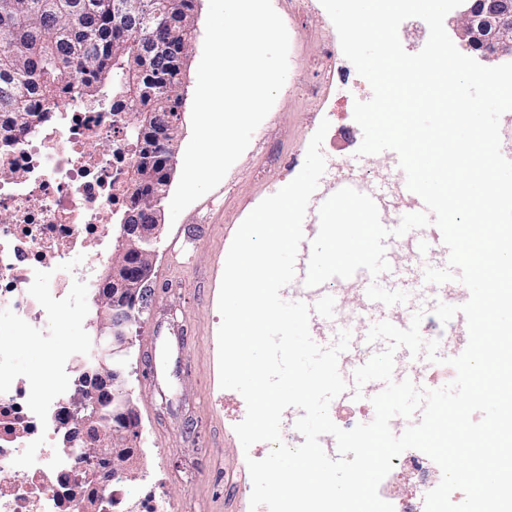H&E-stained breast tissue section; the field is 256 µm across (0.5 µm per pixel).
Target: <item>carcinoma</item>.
I'll return each mask as SVG.
<instances>
[{
	"instance_id": "cac0c4a2",
	"label": "carcinoma",
	"mask_w": 512,
	"mask_h": 512,
	"mask_svg": "<svg viewBox=\"0 0 512 512\" xmlns=\"http://www.w3.org/2000/svg\"><path fill=\"white\" fill-rule=\"evenodd\" d=\"M150 18L140 28L112 12V0H0V135H24L39 107L74 91L84 101L134 113L128 139L152 128L151 160L137 154L139 178L126 172L129 193L153 187L148 170L166 161L172 118L184 105L183 70L174 56L179 30L194 19L196 0H139ZM127 83L134 96L113 102L108 88Z\"/></svg>"
}]
</instances>
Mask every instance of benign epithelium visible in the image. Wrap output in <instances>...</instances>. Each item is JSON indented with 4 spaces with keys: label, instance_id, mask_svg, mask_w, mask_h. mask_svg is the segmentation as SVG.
I'll return each mask as SVG.
<instances>
[{
    "label": "benign epithelium",
    "instance_id": "7a95c632",
    "mask_svg": "<svg viewBox=\"0 0 512 512\" xmlns=\"http://www.w3.org/2000/svg\"><path fill=\"white\" fill-rule=\"evenodd\" d=\"M456 35L471 52L485 61L512 58V0H463L456 16ZM112 255V271L97 289L99 316L104 319L95 339L96 355L87 374L77 381L60 424L71 428L82 443V470H93L91 505L111 498L110 481L101 471L133 474L135 432L140 417L126 387L124 357L129 333L148 303L143 284L151 273L160 235L161 209L148 195L127 201ZM152 208L148 224L138 214Z\"/></svg>",
    "mask_w": 512,
    "mask_h": 512
}]
</instances>
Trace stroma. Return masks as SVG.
Masks as SVG:
<instances>
[{"label": "stroma", "mask_w": 512, "mask_h": 512, "mask_svg": "<svg viewBox=\"0 0 512 512\" xmlns=\"http://www.w3.org/2000/svg\"><path fill=\"white\" fill-rule=\"evenodd\" d=\"M275 10L289 34L286 82L249 146L216 187L213 203L197 200L176 218L162 209L155 268H162L178 231L190 239L194 263L180 283L158 291L154 307L144 312L130 334L125 377L139 412L140 434L135 475L123 477L122 483L140 488L147 474H155L162 483L158 494L166 512H250L249 497L236 496L228 482L249 479L248 459H263L272 449L266 442L243 449L235 427L246 416V402L239 392L219 384V291L238 224L297 176L299 162L324 120L330 127L322 146L326 168L320 185L346 169L367 180L392 210L402 206L393 197L400 176L392 156L384 151L358 153L363 131L354 119V103L369 100L372 89L353 64L337 54L322 100L301 91L302 83L320 69L324 43L338 38L321 0H278ZM293 154L298 164L290 163ZM118 229V224H110L106 246L95 244L74 255L75 264L92 269L94 279L62 312L54 351H45L20 326L6 337L20 380L48 372L54 357L71 350H93L96 281L111 264ZM157 322L163 336L150 356L143 345Z\"/></svg>", "instance_id": "35a3bbf8"}]
</instances>
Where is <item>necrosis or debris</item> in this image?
Returning a JSON list of instances; mask_svg holds the SVG:
<instances>
[{"mask_svg":"<svg viewBox=\"0 0 512 512\" xmlns=\"http://www.w3.org/2000/svg\"><path fill=\"white\" fill-rule=\"evenodd\" d=\"M121 113L61 94L48 117L18 138L0 136V332L22 324L52 350L58 311L92 278L74 253L102 244L126 202L123 172L132 160L117 142ZM114 139L107 153L92 145ZM83 353L56 361L46 381L22 382L0 345V512H82L80 464L60 427L68 375Z\"/></svg>","mask_w":512,"mask_h":512,"instance_id":"4bbe7bcc","label":"necrosis or debris"}]
</instances>
